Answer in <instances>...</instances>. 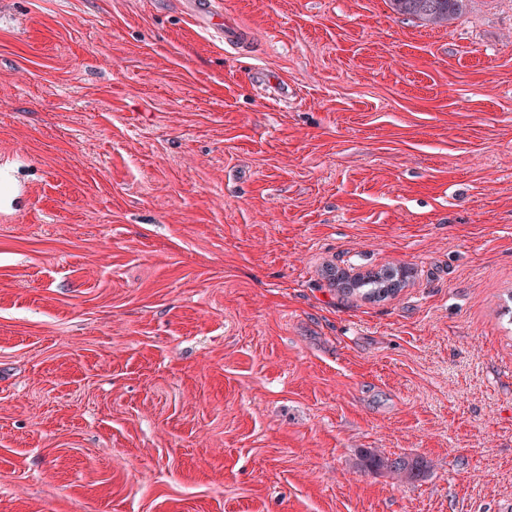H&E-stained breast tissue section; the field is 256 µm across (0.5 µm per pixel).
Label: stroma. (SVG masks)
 Masks as SVG:
<instances>
[{"instance_id":"35a3bbf8","label":"stroma","mask_w":512,"mask_h":512,"mask_svg":"<svg viewBox=\"0 0 512 512\" xmlns=\"http://www.w3.org/2000/svg\"><path fill=\"white\" fill-rule=\"evenodd\" d=\"M220 7L0 0V512L512 508V0ZM214 4V0H192L190 11L200 26L215 33L220 41L225 44H238L240 33L234 27L224 25V16ZM393 12L426 25H449L470 0H388ZM380 279V280H379ZM387 285L384 278L379 276V272L368 271L358 284L357 288H339L343 293L356 295L359 294L364 299H385L387 297L395 296L403 286L400 282H390ZM359 468L373 472H387L400 483L412 484L421 480L427 463L419 457L389 458L376 450H363L358 460Z\"/></svg>"}]
</instances>
